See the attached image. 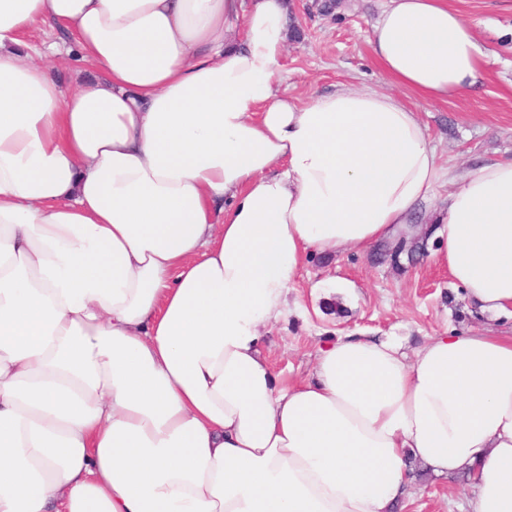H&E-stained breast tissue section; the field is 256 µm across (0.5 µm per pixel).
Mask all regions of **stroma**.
Wrapping results in <instances>:
<instances>
[{
    "instance_id": "obj_1",
    "label": "stroma",
    "mask_w": 512,
    "mask_h": 512,
    "mask_svg": "<svg viewBox=\"0 0 512 512\" xmlns=\"http://www.w3.org/2000/svg\"><path fill=\"white\" fill-rule=\"evenodd\" d=\"M387 0H343L324 14L311 0H288L296 28L285 50L279 88L308 99L348 84L400 98L419 112L442 162L458 173L486 159H512V0H451L476 21L483 50L478 86L432 101L392 82L373 58L371 29ZM437 234L423 238L418 259L379 261L375 251L309 258L288 298V318L263 331V353L280 380L310 376L319 348L341 334L397 336L409 347L447 331L512 329V317L471 316L465 291L450 279ZM403 512H471L467 478L423 474Z\"/></svg>"
}]
</instances>
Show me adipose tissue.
<instances>
[{"mask_svg":"<svg viewBox=\"0 0 512 512\" xmlns=\"http://www.w3.org/2000/svg\"><path fill=\"white\" fill-rule=\"evenodd\" d=\"M70 36L64 88L23 46ZM475 22L388 0L370 43L431 100ZM286 0H0V512H392L414 468L512 512V331L340 335L278 385L262 330L309 255L432 218L473 313L512 310V161L458 175L397 97L281 92Z\"/></svg>","mask_w":512,"mask_h":512,"instance_id":"obj_1","label":"adipose tissue"}]
</instances>
